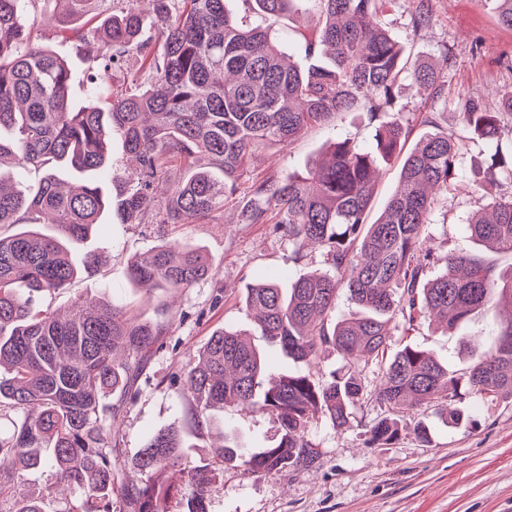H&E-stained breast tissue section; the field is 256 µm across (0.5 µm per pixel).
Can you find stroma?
Wrapping results in <instances>:
<instances>
[{"label": "stroma", "instance_id": "obj_1", "mask_svg": "<svg viewBox=\"0 0 512 512\" xmlns=\"http://www.w3.org/2000/svg\"><path fill=\"white\" fill-rule=\"evenodd\" d=\"M421 4L431 21L418 29L413 20ZM497 7L496 0H384L380 19L410 58L439 64L446 84L447 100L430 102L410 78H400L395 96L398 107L413 119L412 140L428 131L419 119L424 112L433 113L442 129L462 139L459 182L449 185L435 202L429 227L435 245L444 252L485 257L505 270L512 267V254L473 244L466 231L471 216L500 189L467 187L474 164L487 158L491 146L465 133L459 116L462 99L492 104L502 89L512 87V30L499 24ZM316 13L314 4L303 0L298 11L281 19L276 36L287 54L297 55L298 43L315 27ZM40 14L37 8L28 11L33 33L68 61L73 72L71 99L84 103L85 72L100 44L66 39L60 27L40 22ZM339 137L374 150L375 125L366 113H339L291 145L266 150L264 165L280 176L304 172L321 161L324 149ZM175 237L205 248L213 266L208 280L178 292L135 287L128 278L127 261L158 244L156 230L106 223L98 225L86 243L87 249L104 255L103 264L48 299L57 310L93 298L114 300L166 328L162 348L153 352L136 395L119 416L122 454L117 466L129 474L150 434L175 421L191 428L189 405L176 377L193 362L213 329L244 331L257 347H266L245 310L242 290L262 281L285 288L303 274L327 268L321 249L310 248L302 261H293L286 236L268 224L242 223L231 209L225 210L223 223L187 224ZM499 318V309L489 308L448 334L424 323L410 332L409 339L464 369L479 359L481 342ZM444 406L438 400L405 411L397 440L383 448L369 446L366 433L367 424L385 413L376 402L357 403L349 426L340 430L315 418L306 431L314 445L312 463L262 476L248 474L236 463L217 468L207 512H512V400L463 399L458 405L463 418L452 427L441 419ZM224 421L227 427L240 429L250 448H268L280 438L277 420L266 413L228 409ZM421 424L428 427L429 440L418 437Z\"/></svg>", "mask_w": 512, "mask_h": 512}]
</instances>
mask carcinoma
I'll use <instances>...</instances> for the list:
<instances>
[{
    "label": "carcinoma",
    "instance_id": "carcinoma-1",
    "mask_svg": "<svg viewBox=\"0 0 512 512\" xmlns=\"http://www.w3.org/2000/svg\"><path fill=\"white\" fill-rule=\"evenodd\" d=\"M27 2L34 0H0V170L41 174L25 192L0 176V417L15 416L0 431V503L49 471L71 490L59 512H112L119 478L112 419L165 335L162 324L114 301L58 312L39 308L36 299L100 264L101 257L80 258L78 250L105 217L158 228L160 243L129 261L134 284L167 291L206 281L209 256L169 235L177 226L219 219L242 185L255 201L242 220L288 236L296 262L309 244L320 245L329 265L286 288H247L250 318L286 357L309 364L329 346L344 365L327 379L275 375L241 332L213 330L198 362L179 376L194 429L208 428L211 413L226 408L271 413L281 428L275 445L254 450L239 433L223 432L221 462L260 475L304 465L313 457L309 423L323 416L341 428L372 393L386 408L367 429L375 447L397 440L399 417L411 407L467 396L512 399V268L498 272L482 259L427 246L435 195L457 178L459 137L426 112L421 121L433 131L402 154L411 128L396 105L399 76L408 73L434 101L445 97V85L433 65L405 56L378 19L375 0H313L319 21L305 40L303 65L286 61L274 37L302 0H254L261 21L252 26L237 20L231 0H147L157 35L143 41V10L130 3L99 25L101 52L87 75V103L78 108L68 64L31 36ZM129 51L138 59L130 88L101 101V75ZM462 109L465 131L491 145L512 141V92L492 108L467 101ZM340 112L368 113L376 123L374 152L338 138L327 159L303 175L260 169L259 149L289 145ZM114 136L134 167L108 193L94 174L109 164ZM399 155L398 188L370 222L379 164ZM472 175L477 188L512 184V153L495 150ZM488 207L491 215L468 224L470 238L512 253V191ZM342 292L355 306L346 315L336 313ZM502 302L508 310L487 349L464 371L393 340L390 323L398 318L405 333L422 322L452 330ZM109 395L115 403L103 404ZM189 447L179 424L148 438L137 476L124 487L126 512H169L176 488L185 512H207L216 472L189 460ZM176 466L177 486L166 477ZM46 499L44 492L19 496L7 512H47Z\"/></svg>",
    "mask_w": 512,
    "mask_h": 512
}]
</instances>
